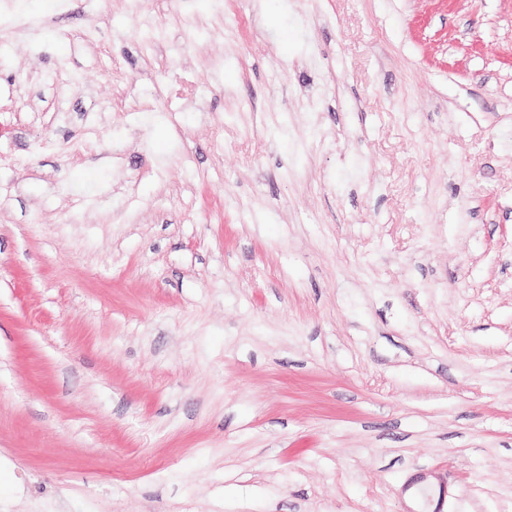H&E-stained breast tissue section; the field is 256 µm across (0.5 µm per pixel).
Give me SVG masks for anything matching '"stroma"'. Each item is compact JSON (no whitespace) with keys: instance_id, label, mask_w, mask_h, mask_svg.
Listing matches in <instances>:
<instances>
[{"instance_id":"stroma-1","label":"stroma","mask_w":512,"mask_h":512,"mask_svg":"<svg viewBox=\"0 0 512 512\" xmlns=\"http://www.w3.org/2000/svg\"><path fill=\"white\" fill-rule=\"evenodd\" d=\"M512 512V0H0V512Z\"/></svg>"}]
</instances>
